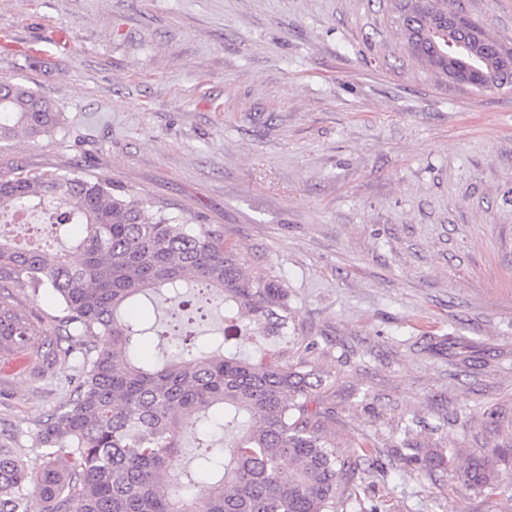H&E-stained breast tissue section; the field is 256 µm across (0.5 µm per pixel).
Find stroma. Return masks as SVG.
I'll return each instance as SVG.
<instances>
[{
	"label": "stroma",
	"mask_w": 512,
	"mask_h": 512,
	"mask_svg": "<svg viewBox=\"0 0 512 512\" xmlns=\"http://www.w3.org/2000/svg\"><path fill=\"white\" fill-rule=\"evenodd\" d=\"M450 5L512 46V0ZM0 71L62 114L0 148V177L110 176L282 283L287 342L245 353L323 377L328 437L390 459L369 490L385 512H512V460L493 509L455 472L391 454L512 446V86L423 68L395 0H0ZM9 287L53 325L47 293ZM437 336L458 343L435 355ZM30 371L28 355L0 361V422L28 460L72 364Z\"/></svg>",
	"instance_id": "35a3bbf8"
}]
</instances>
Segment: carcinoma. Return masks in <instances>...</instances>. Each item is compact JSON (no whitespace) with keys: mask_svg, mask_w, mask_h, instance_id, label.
Returning a JSON list of instances; mask_svg holds the SVG:
<instances>
[{"mask_svg":"<svg viewBox=\"0 0 512 512\" xmlns=\"http://www.w3.org/2000/svg\"><path fill=\"white\" fill-rule=\"evenodd\" d=\"M406 44L431 34L429 15H448V0H399ZM60 113L30 87L0 73V145L49 135ZM0 210L12 223L39 212L55 231L82 234L50 259L37 245L0 237V271L48 291L62 316L49 334L0 288V360L28 354L39 378L58 359L73 363L63 400L39 422L36 466L0 428V512H27L29 493L42 512H380L360 496V455L344 454L314 406L323 379L274 357L253 361L238 349L255 336L288 337V291L253 275L224 235L163 211L107 176L0 179ZM194 284L206 302L224 305V349L196 357L193 325L173 313L166 330L141 316L156 298ZM152 334L173 351L146 360ZM105 343H99V340ZM195 440V471L170 474ZM418 470L455 468L467 490L497 502L495 464L462 466L440 448L393 449Z\"/></svg>","mask_w":512,"mask_h":512,"instance_id":"cac0c4a2","label":"carcinoma"}]
</instances>
